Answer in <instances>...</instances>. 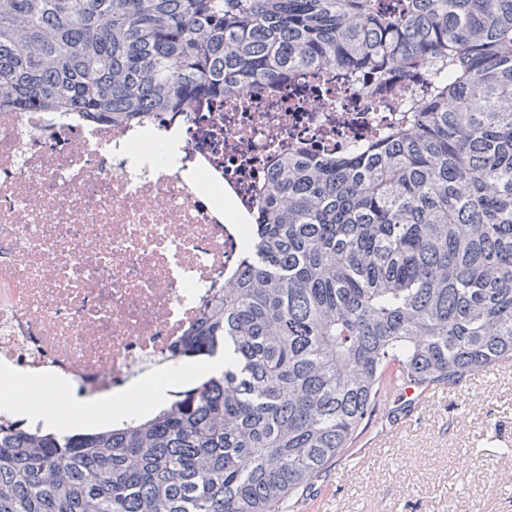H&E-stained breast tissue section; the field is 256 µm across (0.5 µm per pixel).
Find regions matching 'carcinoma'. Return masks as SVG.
Wrapping results in <instances>:
<instances>
[{
  "label": "carcinoma",
  "mask_w": 512,
  "mask_h": 512,
  "mask_svg": "<svg viewBox=\"0 0 512 512\" xmlns=\"http://www.w3.org/2000/svg\"><path fill=\"white\" fill-rule=\"evenodd\" d=\"M0 0V109L112 123L306 70L422 73L380 139L272 171L150 416L0 419V512H281L379 400L512 360V0ZM224 368V359L216 358L202 363L184 362L181 366V376L192 380L203 375H211Z\"/></svg>",
  "instance_id": "cac0c4a2"
}]
</instances>
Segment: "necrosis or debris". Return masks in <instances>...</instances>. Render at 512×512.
Listing matches in <instances>:
<instances>
[{
    "label": "necrosis or debris",
    "mask_w": 512,
    "mask_h": 512,
    "mask_svg": "<svg viewBox=\"0 0 512 512\" xmlns=\"http://www.w3.org/2000/svg\"><path fill=\"white\" fill-rule=\"evenodd\" d=\"M392 99L339 67L119 125L1 109L0 364L64 374L85 395L168 372L233 276L280 157L380 138Z\"/></svg>",
    "instance_id": "necrosis-or-debris-1"
}]
</instances>
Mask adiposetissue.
I'll return each instance as SVG.
<instances>
[{"mask_svg":"<svg viewBox=\"0 0 512 512\" xmlns=\"http://www.w3.org/2000/svg\"><path fill=\"white\" fill-rule=\"evenodd\" d=\"M0 384L4 385L9 396L8 411L61 430L75 425L97 426L121 421L135 412L145 415L167 400L166 383L156 378L145 379L127 389L97 398H71L64 410L55 406L53 398L67 392L65 377L40 374L17 378L5 368L0 370Z\"/></svg>","mask_w":512,"mask_h":512,"instance_id":"adipose-tissue-1","label":"adipose tissue"}]
</instances>
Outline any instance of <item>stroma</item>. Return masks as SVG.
<instances>
[{
  "label": "stroma",
  "mask_w": 512,
  "mask_h": 512,
  "mask_svg": "<svg viewBox=\"0 0 512 512\" xmlns=\"http://www.w3.org/2000/svg\"><path fill=\"white\" fill-rule=\"evenodd\" d=\"M283 512H512V361L430 402L381 398L343 460Z\"/></svg>",
  "instance_id": "stroma-1"
}]
</instances>
